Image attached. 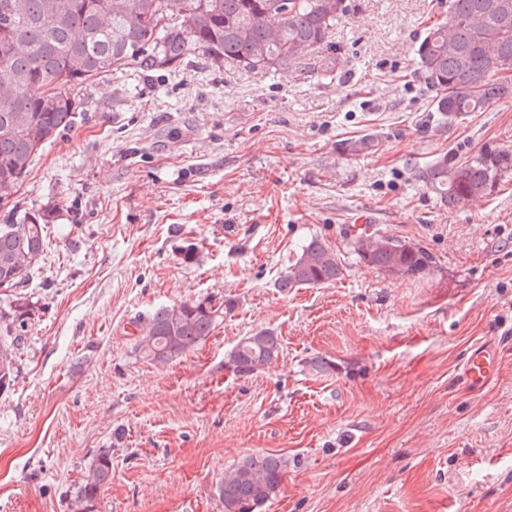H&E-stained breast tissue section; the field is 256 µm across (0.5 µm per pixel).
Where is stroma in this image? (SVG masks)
I'll return each mask as SVG.
<instances>
[{"instance_id":"stroma-1","label":"stroma","mask_w":512,"mask_h":512,"mask_svg":"<svg viewBox=\"0 0 512 512\" xmlns=\"http://www.w3.org/2000/svg\"><path fill=\"white\" fill-rule=\"evenodd\" d=\"M347 3L328 45L285 71L195 51L84 84L16 194L57 217L31 278L0 288V312L34 305L0 395V512H71L102 454L94 512H224L225 470L254 453L288 459L262 512H512V170L455 207L412 174L512 152V97L440 121L415 49L448 0ZM333 55L337 77H321ZM365 135L376 152L343 153ZM363 212L436 269L361 264L344 231ZM314 235L343 277L277 288ZM206 296L238 302L206 342L164 369L135 356L140 316ZM262 328L279 361L228 372ZM484 341L500 362L472 393L458 372ZM313 356L336 371L309 373ZM112 479V462L108 455H101L90 468L77 491L75 512H88L101 489Z\"/></svg>"}]
</instances>
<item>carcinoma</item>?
Here are the masks:
<instances>
[{"label": "carcinoma", "mask_w": 512, "mask_h": 512, "mask_svg": "<svg viewBox=\"0 0 512 512\" xmlns=\"http://www.w3.org/2000/svg\"><path fill=\"white\" fill-rule=\"evenodd\" d=\"M346 0H0V288L29 279L45 248L55 208L18 209L17 187L33 159L71 128L76 96L88 81L131 64L175 67L194 50L247 70L275 72L328 43ZM278 26H269L270 19ZM416 63L433 92V111L454 121L512 95V0H449L448 18L433 24L416 49ZM376 139L345 143L351 155L376 150ZM512 170V154L487 149L462 163L446 159L419 168L415 177L454 207L484 196L499 173ZM346 239L364 266L418 279L436 265L426 247L371 225H350ZM343 276L336 248L319 236L301 245L277 280L283 291L330 284ZM31 304L16 300L0 316V394L15 381L16 348ZM236 299L210 297L154 308L136 325L135 355L165 367L205 341ZM281 339L260 329L240 340L224 366L250 377L275 363ZM316 374L336 362L310 358ZM288 459L251 454L224 473L218 496L224 512H261L277 496ZM112 479L101 455L77 491L75 512H89Z\"/></svg>", "instance_id": "obj_1"}]
</instances>
